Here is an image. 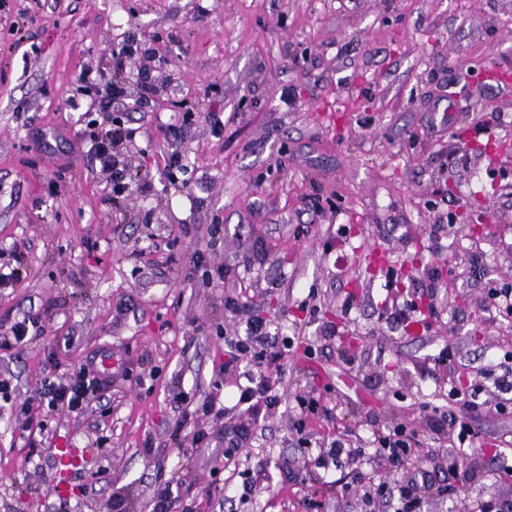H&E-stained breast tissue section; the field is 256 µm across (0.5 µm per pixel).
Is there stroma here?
I'll return each instance as SVG.
<instances>
[{"label": "stroma", "instance_id": "1", "mask_svg": "<svg viewBox=\"0 0 512 512\" xmlns=\"http://www.w3.org/2000/svg\"><path fill=\"white\" fill-rule=\"evenodd\" d=\"M130 28L158 48L161 88L152 111L115 115L132 131L137 188L112 207L82 149L97 113L77 78L108 65ZM188 110L198 117L185 127ZM506 138L512 0H10L0 263L20 277L0 288V333L25 312L39 324L22 351H0L14 389L0 405V512H57L63 499L68 512H112L116 490L126 512H151L169 479L190 512H360L345 471L306 469L295 398L315 392L334 409L308 419L315 442L423 429V405L445 404L452 382L495 400L512 313L488 290L512 284V158L484 147ZM175 141L181 183L166 167ZM212 224L224 227L215 245ZM228 297L294 342L272 376L282 401L237 460L261 473L245 503L223 434L181 453L170 441L173 395L204 398L225 338L244 333ZM106 351L121 365L101 400L78 416L34 411L27 436L21 405L36 383ZM153 368L143 389L136 377ZM469 419L474 475L425 512L512 500V478L495 472L496 455L512 458V414ZM58 448L82 451V469L62 476Z\"/></svg>", "mask_w": 512, "mask_h": 512}]
</instances>
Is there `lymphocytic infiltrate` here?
Segmentation results:
<instances>
[{
  "label": "lymphocytic infiltrate",
  "mask_w": 512,
  "mask_h": 512,
  "mask_svg": "<svg viewBox=\"0 0 512 512\" xmlns=\"http://www.w3.org/2000/svg\"><path fill=\"white\" fill-rule=\"evenodd\" d=\"M111 68H83L79 74V90L82 94L95 96L99 112L140 111L153 102L159 91L154 62L156 53L150 43L142 41L135 33H128L113 46ZM135 70L134 78H127V70ZM132 133L123 125L110 124L93 132L87 139L88 153L98 162L107 176L106 203L117 204L131 191L129 160L126 143ZM270 324L262 317L252 315L245 321V333L229 340L228 352L223 363L215 369L216 379L212 391L202 399H192L180 392L174 397L178 418L171 434L175 447L191 442L199 447L211 437V426L223 424L226 418H234L231 436L224 439V459L236 460L242 448L254 437L262 412L277 407L281 397L274 387L268 371L281 359L284 350L290 349L291 340H283L281 350H273L270 342ZM249 364L250 372L244 384L238 385V400L234 407H226L221 399L223 379L236 374L241 364ZM110 380L94 367L93 363L81 365L68 377L47 376L41 381L33 395L22 405L23 411L44 408L58 409L83 414L92 402L100 399ZM480 388L463 391L449 387L448 403L444 406L425 405L424 420L435 436L450 438L459 447L448 467L447 478H440L437 471L424 466L413 467L407 480L395 486L368 481L361 487V501L365 506L384 500L390 512H423L427 497L447 494L449 482H465L470 475L469 458L465 451L474 447L475 436L467 424L464 411L478 410ZM211 419V426H204V419ZM419 441L415 430L397 424L377 433L371 446H363L349 438L332 440L309 454L307 464L311 470H330L342 465L351 472L363 467L388 466L401 469L409 464V458ZM410 465V464H409Z\"/></svg>",
  "instance_id": "f902f5d3"
}]
</instances>
